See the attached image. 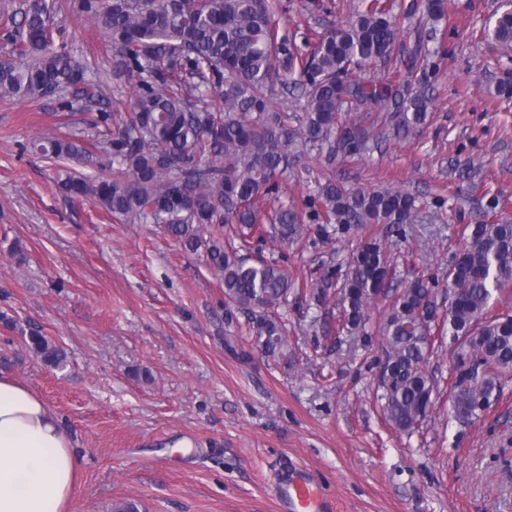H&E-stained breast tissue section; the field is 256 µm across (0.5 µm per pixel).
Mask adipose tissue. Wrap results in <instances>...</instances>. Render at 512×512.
<instances>
[{
    "label": "adipose tissue",
    "instance_id": "1",
    "mask_svg": "<svg viewBox=\"0 0 512 512\" xmlns=\"http://www.w3.org/2000/svg\"><path fill=\"white\" fill-rule=\"evenodd\" d=\"M79 458L57 414L0 372V512H70Z\"/></svg>",
    "mask_w": 512,
    "mask_h": 512
}]
</instances>
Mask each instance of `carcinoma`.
<instances>
[{
	"label": "carcinoma",
	"mask_w": 512,
	"mask_h": 512,
	"mask_svg": "<svg viewBox=\"0 0 512 512\" xmlns=\"http://www.w3.org/2000/svg\"><path fill=\"white\" fill-rule=\"evenodd\" d=\"M80 11L109 37L112 92L128 97L124 112H98L68 138L33 143L42 156L91 164L110 178L70 173L59 181L69 198L92 196L132 224H162L182 248L206 256L221 276L227 315L240 312L261 350L288 359V327L279 309L288 298L309 307L332 302L337 323L326 333L374 337L384 354L376 388L385 421L412 434L429 417L437 394L426 370L434 334L448 337L450 409L461 423L483 418L501 399L512 373V223L469 224L448 266L446 318L439 319L438 282L401 278L387 244L367 237L351 249L345 273L320 264L302 281L278 260L239 254L252 241L325 242L354 225L385 224L405 235L415 198L395 189L347 188L336 182L337 156H359L369 144L408 136L428 116L429 59L445 20L443 0H428L418 22L399 29L392 0H360L355 23L331 28L301 51L280 33L270 0H80ZM47 0H30L7 21L15 52L0 61V97L38 101L73 89L92 105L99 94L80 87L83 70L52 29ZM491 36L512 45V11L498 15ZM387 69L364 80L354 71ZM300 91L299 109L278 94ZM317 151L325 165L316 194L302 204L267 207L298 153ZM388 300L372 322V305ZM28 344L60 367L62 349L37 330Z\"/></svg>",
	"instance_id": "carcinoma-1"
}]
</instances>
